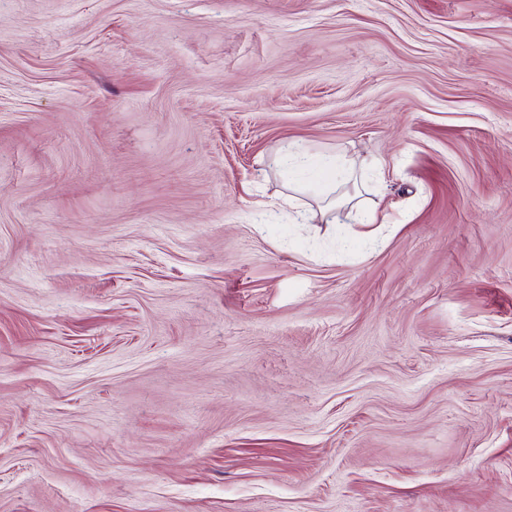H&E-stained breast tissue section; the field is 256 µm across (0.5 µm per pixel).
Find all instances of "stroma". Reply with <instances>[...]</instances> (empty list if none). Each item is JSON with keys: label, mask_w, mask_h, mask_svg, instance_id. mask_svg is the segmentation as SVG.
<instances>
[{"label": "stroma", "mask_w": 512, "mask_h": 512, "mask_svg": "<svg viewBox=\"0 0 512 512\" xmlns=\"http://www.w3.org/2000/svg\"><path fill=\"white\" fill-rule=\"evenodd\" d=\"M0 512H512V0H0Z\"/></svg>", "instance_id": "stroma-1"}]
</instances>
